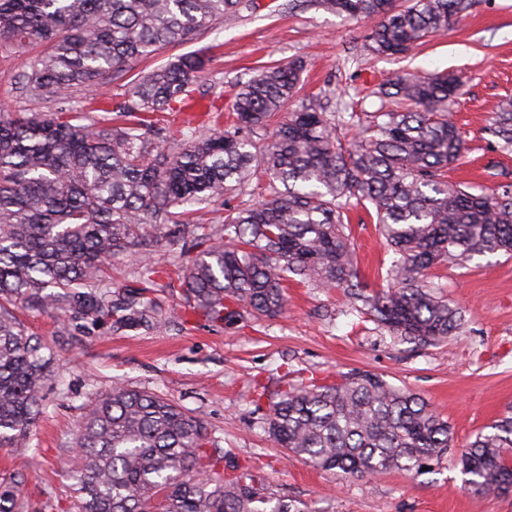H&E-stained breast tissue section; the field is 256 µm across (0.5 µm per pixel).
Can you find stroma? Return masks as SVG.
<instances>
[{
	"label": "stroma",
	"instance_id": "1",
	"mask_svg": "<svg viewBox=\"0 0 512 512\" xmlns=\"http://www.w3.org/2000/svg\"><path fill=\"white\" fill-rule=\"evenodd\" d=\"M288 0H256L254 11L204 31L192 44L163 49L132 61L110 86L112 96L176 56L202 50L212 62L196 92L221 83L224 91L247 81L262 67L302 59V94L327 95L333 105L367 97L362 111L377 112L379 84L411 72L462 75L464 87L451 108L466 136L464 158L447 172L450 184L479 193L512 183V147L489 127L503 98L512 97V0H476L447 31L429 37L405 58H374L364 45L373 23L300 8ZM43 47L34 44L0 57V106L11 111L48 109L15 82ZM361 277L381 286L393 261L372 217L350 212ZM443 295L466 312L462 327L447 342L416 348L392 339L366 322L338 290L293 285L286 312L272 320L244 318L228 328L194 317L181 324L180 300L167 289L154 299L167 316L148 332H115L99 327L81 336H62L48 314H25L32 331L44 334L60 358L48 381L27 452L0 448V474L23 473L30 502L51 493L58 512H78L66 475L76 426L98 395L122 384L162 395L204 420L218 451L240 466L259 468L277 495L306 503L310 512H512V493L478 495L463 487L450 458L421 474L391 471L351 478L286 459L253 413L255 383L276 392L285 383L339 380L360 370L422 396L447 418L455 447L512 409V257H474L459 265L431 269Z\"/></svg>",
	"mask_w": 512,
	"mask_h": 512
}]
</instances>
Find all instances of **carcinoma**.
Segmentation results:
<instances>
[{"label": "carcinoma", "instance_id": "carcinoma-1", "mask_svg": "<svg viewBox=\"0 0 512 512\" xmlns=\"http://www.w3.org/2000/svg\"><path fill=\"white\" fill-rule=\"evenodd\" d=\"M306 9L371 18L367 51L409 54L448 29L470 0H291ZM254 0H0V53L35 40L46 48L21 75L31 98L61 105L0 113V448L22 450L40 413L57 356L15 306L63 314L85 333L161 326L156 288L179 294L186 314L226 327L247 313L273 319L288 282L340 289L362 317L400 343L436 346L464 315L426 280L432 265L512 253V184L479 194L445 180L465 151L448 119L462 77L399 76L379 93L406 109L377 112L353 137L336 135L330 101L308 96L273 131L296 96L301 60L266 66L232 93L229 116L210 99L189 111L205 53L150 71L116 100L104 92L129 62L197 39ZM99 96L70 104L71 92ZM492 133L512 144V99ZM257 180L264 199L232 204ZM376 219L396 259L388 285L358 274L348 211ZM218 205L223 233L189 220ZM179 259L152 260L162 243ZM121 256L140 261L107 287ZM253 413L287 456L355 477L422 471L447 455L477 494L512 489V413L453 450L448 422L417 394L373 374L338 383L287 384L252 400ZM199 417L154 392L114 387L84 413L68 468L79 512H306L269 491L260 473L209 448ZM21 473L0 477V512H25Z\"/></svg>", "mask_w": 512, "mask_h": 512}]
</instances>
